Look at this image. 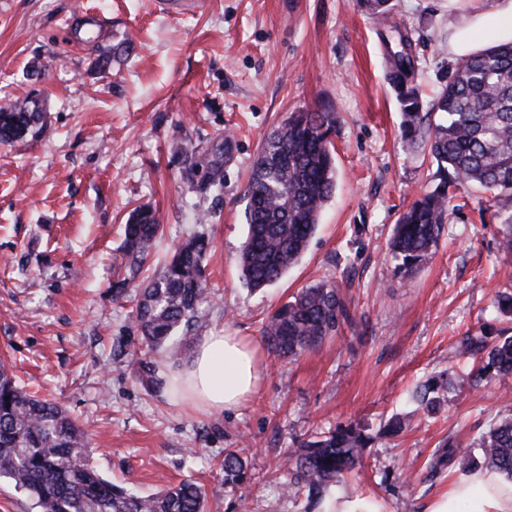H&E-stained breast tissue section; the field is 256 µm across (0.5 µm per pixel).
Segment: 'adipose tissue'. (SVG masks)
<instances>
[{"mask_svg":"<svg viewBox=\"0 0 512 512\" xmlns=\"http://www.w3.org/2000/svg\"><path fill=\"white\" fill-rule=\"evenodd\" d=\"M467 7L469 17L460 44L469 43L471 34L479 31L512 41V0H467ZM265 379L266 365L257 345L223 327L203 336L189 366L173 376L186 404L207 413L247 406ZM463 502L468 503L469 512H512V482L494 472L474 473L451 483L446 494L431 502L428 512H458Z\"/></svg>","mask_w":512,"mask_h":512,"instance_id":"ef3b65f1","label":"adipose tissue"}]
</instances>
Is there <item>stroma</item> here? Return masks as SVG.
<instances>
[{"label":"stroma","mask_w":512,"mask_h":512,"mask_svg":"<svg viewBox=\"0 0 512 512\" xmlns=\"http://www.w3.org/2000/svg\"><path fill=\"white\" fill-rule=\"evenodd\" d=\"M0 0V100H38L42 132L0 143V359L19 384L62 405L87 434L106 479L139 494L191 479L206 512H306L275 477L289 448L336 424L374 441L343 492L383 512H425L453 476L428 480L443 439L465 451L504 415L512 376L474 387L471 359L455 356L468 332L512 335L496 295L512 293V257L498 252L490 196L471 195L444 224L429 261L396 269L389 243L398 215L430 187V156L407 148L400 109L385 80L381 29L356 0ZM391 20L417 41L421 90L457 60L448 43L465 10L454 0H391ZM82 13L90 19L74 25ZM109 41H102V33ZM115 48L98 65L101 43ZM334 118L336 191L299 261L254 291L238 255L246 236L243 193L262 136L301 109ZM234 150L220 196L181 179L184 147L205 148L225 131ZM163 226L145 280L189 234L212 247L204 262L216 296L202 332L226 327L262 343L263 321L299 289L331 278L351 302L352 326L289 359L265 351L267 377L254 403L210 414L184 408L136 377L138 361L159 377L193 351L147 350L130 297L117 296L123 224L137 207ZM454 385L430 415L414 388L445 369ZM411 416L395 437L380 430ZM240 449L246 477L224 492L221 461Z\"/></svg>","instance_id":"1"}]
</instances>
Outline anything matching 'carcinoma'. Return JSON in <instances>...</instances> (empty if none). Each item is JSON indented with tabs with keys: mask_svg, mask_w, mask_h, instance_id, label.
I'll return each mask as SVG.
<instances>
[{
	"mask_svg": "<svg viewBox=\"0 0 512 512\" xmlns=\"http://www.w3.org/2000/svg\"><path fill=\"white\" fill-rule=\"evenodd\" d=\"M380 24L388 25V0H357ZM390 26V25H388ZM385 78L396 92L400 136L412 149H426L437 169L431 191L415 200L394 225L390 247L398 270L410 275L432 255L449 205L473 192H490L512 204V43L493 45L447 69L439 94L421 92L415 44L406 25L390 26L385 41ZM334 119L327 111H298L261 138L244 192L247 235L239 265L244 284L266 288L298 264L314 237L321 211L336 188ZM43 113L32 98L0 102V142L41 133ZM233 140L224 137L205 151L185 148L182 175L202 196L219 195ZM163 228L153 209L133 211L124 228L123 259L135 273L146 262ZM211 242L186 237L158 274L139 288L135 319L154 349L186 346L195 338L215 302L202 264ZM499 248L512 256V214L503 218ZM351 322L349 305L336 281L301 289L264 323L262 336L278 356L294 358L335 335ZM457 351L476 366V381L512 375V336L484 332L462 337ZM450 369L416 386L412 398L424 411L440 410L453 384ZM508 414L477 442L479 456L448 442L427 463L432 474L450 469L468 474L494 471L512 480V404ZM371 437L355 424H338L303 441L288 453L284 490L294 500L319 503L344 477L361 466ZM224 492L243 482L246 465L238 451L224 450ZM27 494L37 512H205L206 493L186 480L158 494L138 496L101 477L85 433L59 404L21 388L0 364V479Z\"/></svg>",
	"mask_w": 512,
	"mask_h": 512,
	"instance_id": "1",
	"label": "carcinoma"
}]
</instances>
